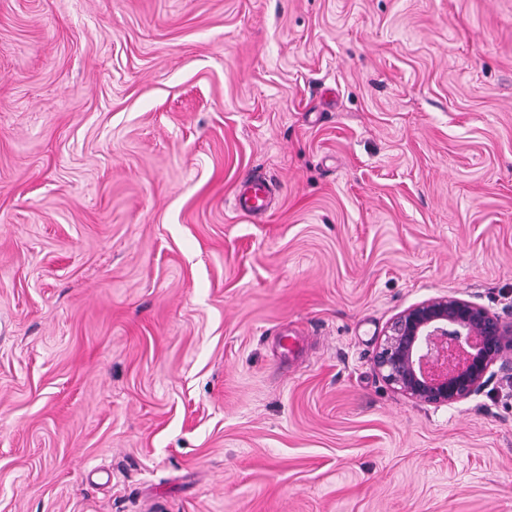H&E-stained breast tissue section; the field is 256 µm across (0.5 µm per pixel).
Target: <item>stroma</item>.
I'll return each instance as SVG.
<instances>
[{"label": "stroma", "instance_id": "stroma-1", "mask_svg": "<svg viewBox=\"0 0 512 512\" xmlns=\"http://www.w3.org/2000/svg\"><path fill=\"white\" fill-rule=\"evenodd\" d=\"M444 295L512 322V0H0V512H512V379L374 367ZM268 193L269 189L264 182L257 181L246 185L235 198V210L242 214H252L262 209Z\"/></svg>", "mask_w": 512, "mask_h": 512}]
</instances>
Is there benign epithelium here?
I'll list each match as a JSON object with an SVG mask.
<instances>
[{
	"label": "benign epithelium",
	"instance_id": "obj_1",
	"mask_svg": "<svg viewBox=\"0 0 512 512\" xmlns=\"http://www.w3.org/2000/svg\"><path fill=\"white\" fill-rule=\"evenodd\" d=\"M512 325L479 304L439 296L396 315L374 364L383 380L425 404L451 405L480 393L499 371L512 376Z\"/></svg>",
	"mask_w": 512,
	"mask_h": 512
}]
</instances>
